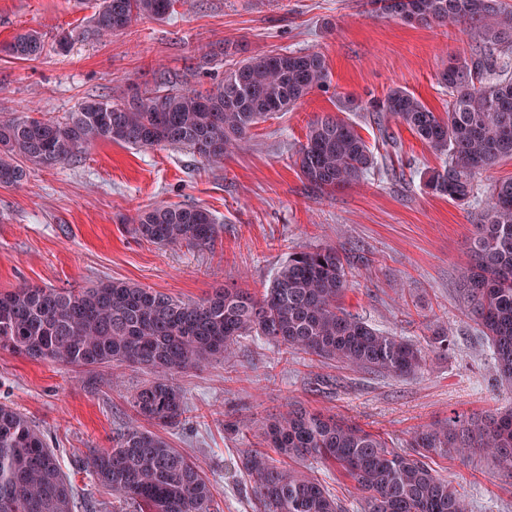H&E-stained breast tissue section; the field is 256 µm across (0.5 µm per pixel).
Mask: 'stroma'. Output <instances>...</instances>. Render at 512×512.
<instances>
[{"mask_svg":"<svg viewBox=\"0 0 512 512\" xmlns=\"http://www.w3.org/2000/svg\"><path fill=\"white\" fill-rule=\"evenodd\" d=\"M99 0H0V43L25 30L48 48L35 60L0 52V118L35 111L63 119L83 100L155 88H209L239 61L315 50L329 68L292 111L256 124L222 162L170 146L139 150L99 142L69 162L31 169L0 186V293L22 282L75 292L104 280L151 288L186 301L236 285L262 293L294 251L345 249L350 285L342 303L381 331L424 344L430 323L448 329L447 354L401 378L324 363L257 337L232 354L176 377L188 412L164 428L219 491L221 512H263L242 456L263 448L259 427L296 404L353 422L404 449L412 432L455 414H491L512 404L496 386L494 360L460 297L459 270L491 186L512 178L505 159L477 180L478 199L430 193L442 162L405 126L348 119L378 158L367 179L336 190L311 187L294 164L317 116L351 99L403 87L433 112L448 92L438 82L450 59L469 53L468 26H409L369 0H178L166 19L137 18L109 38L93 32ZM72 40L55 48L61 33ZM155 205H199L220 222L212 246L156 244L134 235L131 218ZM147 372L125 366L75 370L0 350V403L25 414L53 448L76 489L75 512H112V496L82 461L127 426L130 394ZM434 469L473 512H512V474L479 457L435 459Z\"/></svg>","mask_w":512,"mask_h":512,"instance_id":"stroma-1","label":"stroma"}]
</instances>
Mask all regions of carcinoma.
I'll use <instances>...</instances> for the list:
<instances>
[{"label":"carcinoma","instance_id":"carcinoma-1","mask_svg":"<svg viewBox=\"0 0 512 512\" xmlns=\"http://www.w3.org/2000/svg\"><path fill=\"white\" fill-rule=\"evenodd\" d=\"M177 0H100L94 30L112 36L133 19H163ZM375 9L411 25L464 24L480 40L439 74L448 89L440 116L413 93L390 89L353 108L377 123L394 119L445 155L427 180L431 192L458 203L475 197L476 179L512 159V5L505 0H370ZM0 51L22 60L46 52L42 34H16ZM328 79L320 52L243 59L205 90L156 88L124 99L92 98L62 121L0 118V185L20 183L28 168L51 169L98 142L142 149L179 146L220 163L259 120L288 112ZM295 165L319 190L366 179L377 160L355 126L325 114L310 125ZM132 231L142 239L207 248L217 218L196 206H156L139 212ZM348 257L331 246L294 252L261 295L216 288L186 302L152 288L109 280L80 292L23 283L0 294V350L70 367L127 365L153 378L131 394L136 420L177 425L187 412L175 372L220 359L245 336H256L323 362L405 377L422 368V349L380 332L341 304ZM460 292L493 349L497 381L512 387V179L496 183L474 225L470 262ZM272 453L241 459L264 512H343L341 500L317 479L281 459H309L339 468L362 493L364 512H469V504L429 465L434 457L470 452L491 456L512 472V408L487 418L455 415L414 432L409 450L390 448L379 434L305 408L265 423ZM84 469L121 504L118 512H219L215 486L162 435L134 423L112 447L93 450ZM71 482L41 432L16 408L0 403V512H74Z\"/></svg>","mask_w":512,"mask_h":512}]
</instances>
